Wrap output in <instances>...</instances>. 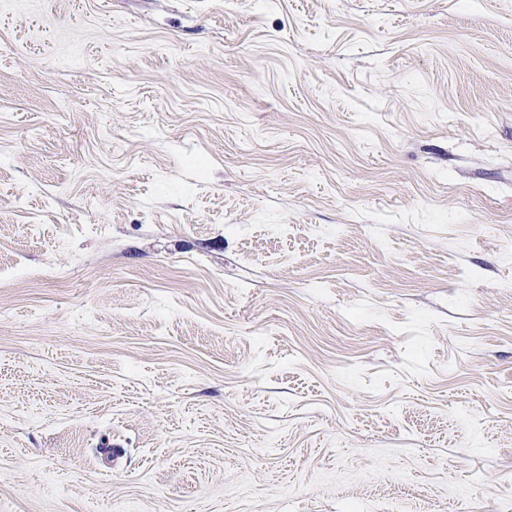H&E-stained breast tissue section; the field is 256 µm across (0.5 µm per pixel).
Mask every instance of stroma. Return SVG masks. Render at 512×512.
<instances>
[{"label": "stroma", "instance_id": "stroma-1", "mask_svg": "<svg viewBox=\"0 0 512 512\" xmlns=\"http://www.w3.org/2000/svg\"><path fill=\"white\" fill-rule=\"evenodd\" d=\"M510 243L512 0H0V512H512Z\"/></svg>", "mask_w": 512, "mask_h": 512}]
</instances>
